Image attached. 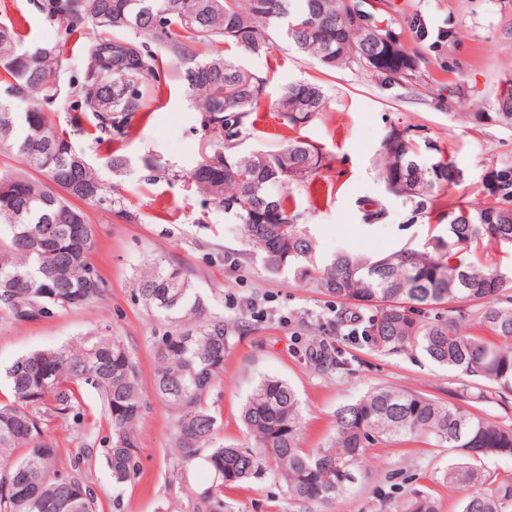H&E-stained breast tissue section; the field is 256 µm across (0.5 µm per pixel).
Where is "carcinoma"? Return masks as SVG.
I'll use <instances>...</instances> for the list:
<instances>
[{
    "instance_id": "obj_1",
    "label": "carcinoma",
    "mask_w": 512,
    "mask_h": 512,
    "mask_svg": "<svg viewBox=\"0 0 512 512\" xmlns=\"http://www.w3.org/2000/svg\"><path fill=\"white\" fill-rule=\"evenodd\" d=\"M38 11L89 35L83 72L65 80L63 45H25L11 19L0 20V148L24 168L0 169V320L50 318L101 298L106 284L90 260L96 231L80 205L113 207L86 154L58 129L46 107L70 99L74 112L97 120L98 142L127 136L146 113L160 62L201 113L211 133L191 183L241 224L253 252L272 273L290 271L343 305L336 327L351 325L384 354L420 350L434 363L474 382L455 394L459 403L421 393L377 387L336 411V432L325 448H302L298 394L288 382L261 378L242 409L245 446L217 442L220 424L206 397L224 372L236 328L210 311L184 272L155 262L137 280L136 294L169 329L157 337L154 386L176 409L179 459L203 462L212 484L193 512H224V488L270 477L297 504L331 499L358 479L369 449L417 439L450 448L456 462L443 481L462 487L460 512H512V480L483 464L512 457V428L465 409L469 403L512 396V274L453 265L451 250L487 240L512 246V165L489 171L483 203L450 209L446 236L421 248L381 257L340 251L318 257L315 242L289 214L288 189L305 184L321 167L313 145L290 140L277 153L242 151L249 115L268 83L241 60L224 56L233 44L244 55L266 52L281 36L334 70L352 64L390 83L416 77L420 58L387 27L371 22L353 0H34ZM496 120L512 128V85L500 94ZM274 111L295 126L327 108L315 81L285 85ZM406 127H393L380 143V177L387 192L423 205L455 183L454 161L426 156ZM474 321L485 335L466 332ZM320 365L346 370L338 346H323ZM12 400L0 403V512H97V491L84 455L59 463L60 449L44 422H83L81 391L95 390L112 423L104 449L112 485L140 469L136 432L145 404L138 371L124 345L101 338L83 349L29 353L6 371ZM394 512H438L433 495L415 492Z\"/></svg>"
}]
</instances>
